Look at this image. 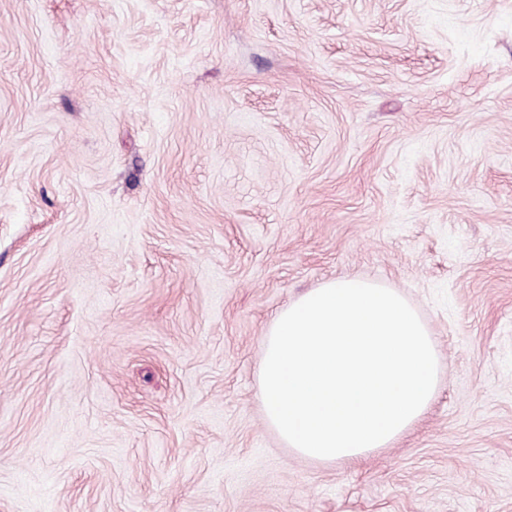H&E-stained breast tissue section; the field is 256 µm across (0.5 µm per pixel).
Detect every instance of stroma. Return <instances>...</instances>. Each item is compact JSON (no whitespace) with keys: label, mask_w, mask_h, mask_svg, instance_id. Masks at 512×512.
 <instances>
[{"label":"stroma","mask_w":512,"mask_h":512,"mask_svg":"<svg viewBox=\"0 0 512 512\" xmlns=\"http://www.w3.org/2000/svg\"><path fill=\"white\" fill-rule=\"evenodd\" d=\"M341 277L441 374L324 464L258 372ZM0 512H512V0H0Z\"/></svg>","instance_id":"stroma-1"}]
</instances>
